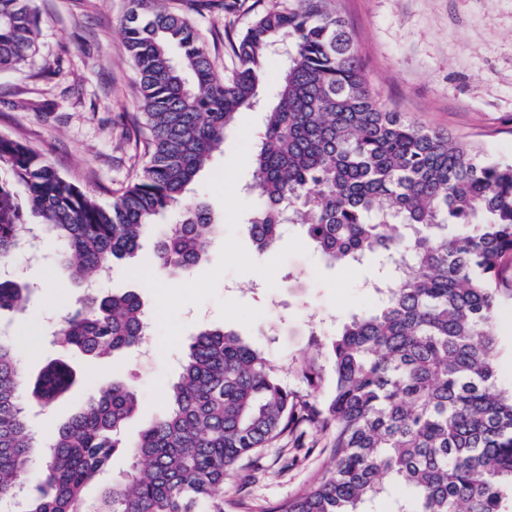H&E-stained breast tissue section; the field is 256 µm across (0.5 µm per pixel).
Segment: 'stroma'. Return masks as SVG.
I'll use <instances>...</instances> for the list:
<instances>
[{"mask_svg": "<svg viewBox=\"0 0 512 512\" xmlns=\"http://www.w3.org/2000/svg\"><path fill=\"white\" fill-rule=\"evenodd\" d=\"M39 18L38 54L18 70L0 73V136L16 138L40 153L67 180L104 204L131 182L146 158L145 131L131 122L139 110L138 75L119 28L130 0H32ZM356 39L372 90L406 119L448 132L459 143L484 149L489 158L512 161V0H338ZM254 18L253 11L194 16L217 73L229 72V42ZM262 110L240 112L224 133V149L199 174L204 198L224 230L187 275L154 276V237L136 257L115 264L101 294L137 292L149 317L144 344L106 360L63 352L55 331L83 294L66 274H51L53 242L45 258L15 253L13 269L32 287L25 313L0 314V334L20 337L26 378L65 358L77 374L70 394L46 408L27 410L30 429L44 439L65 423L100 387L121 380L136 388L139 412L121 436L135 441L167 408V390L190 339L204 326L234 330L268 352L282 380L302 388L297 366L309 348V331L335 334L354 314L372 310L377 295L358 266H329L311 241L289 227L276 250L261 255L243 231L251 202L244 179ZM306 286L289 288V279ZM498 370L512 388V298L496 310ZM329 451L305 454L289 440L264 448L260 464L233 473L224 497L260 504L287 499L320 479Z\"/></svg>", "mask_w": 512, "mask_h": 512, "instance_id": "stroma-1", "label": "stroma"}]
</instances>
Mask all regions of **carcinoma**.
Here are the masks:
<instances>
[{
  "label": "carcinoma",
  "mask_w": 512,
  "mask_h": 512,
  "mask_svg": "<svg viewBox=\"0 0 512 512\" xmlns=\"http://www.w3.org/2000/svg\"><path fill=\"white\" fill-rule=\"evenodd\" d=\"M31 0H0V71L35 58ZM238 0H135L120 34L139 76L146 163L104 207L18 139L0 137V269L29 233L55 240L52 260L87 281L134 256L160 218L157 268L188 273L215 224L187 197L236 115L258 103L267 61L284 52L246 190L245 222L260 253L301 226L329 263L373 259L380 293L281 381L265 353L234 331L202 328L185 351L170 407L128 447L131 470L93 502L86 486L123 447L140 407L119 380L86 399L44 444L27 424L22 389L45 408L71 390L72 368L49 363L28 384L17 345L0 337V503L21 512H254L224 499V480L271 442L311 431L327 439L326 475L260 512H512V390L499 387L493 314L512 260V162L409 122L368 86L347 21L330 0H275L232 46L218 78L188 13L232 12ZM29 284L0 275V312L24 310ZM145 304L129 291L86 295L60 323L64 349L108 358L144 341ZM332 369L330 395L318 399ZM44 461L41 483L24 485Z\"/></svg>",
  "instance_id": "carcinoma-1"
}]
</instances>
